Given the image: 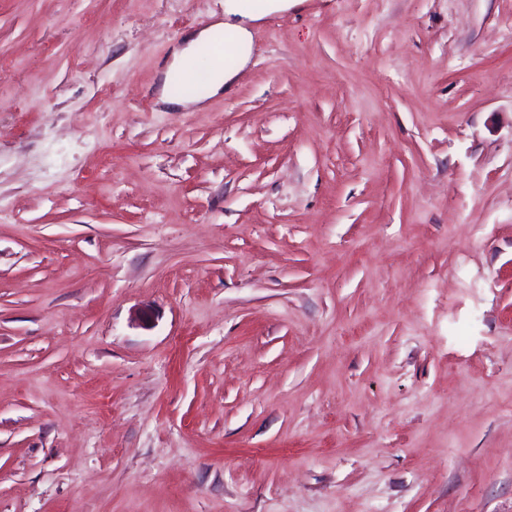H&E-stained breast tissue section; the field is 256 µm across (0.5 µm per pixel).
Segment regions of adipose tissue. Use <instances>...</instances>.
I'll use <instances>...</instances> for the list:
<instances>
[{
    "mask_svg": "<svg viewBox=\"0 0 512 512\" xmlns=\"http://www.w3.org/2000/svg\"><path fill=\"white\" fill-rule=\"evenodd\" d=\"M302 2L303 0H224L223 17L201 30L188 33L181 45L174 50L163 70L161 100L183 108L201 104V97L172 94L171 81L186 70L199 48L210 42L219 32L229 39L234 54L232 61L211 78L208 94L213 97L230 89L238 74L251 61L254 28L270 16L288 11Z\"/></svg>",
    "mask_w": 512,
    "mask_h": 512,
    "instance_id": "adipose-tissue-1",
    "label": "adipose tissue"
}]
</instances>
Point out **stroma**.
<instances>
[{"mask_svg":"<svg viewBox=\"0 0 512 512\" xmlns=\"http://www.w3.org/2000/svg\"><path fill=\"white\" fill-rule=\"evenodd\" d=\"M0 0V512H512V0ZM304 0H253L248 6L242 0H225L224 16L209 26L188 33L165 64L160 98L165 103L188 108L199 106L207 98L230 89L238 74L247 67L252 57L253 30L270 16L288 11ZM224 33L234 50L230 63L218 70L211 78L206 96H180L171 92V81L186 70L199 48L210 42L216 33Z\"/></svg>","mask_w":512,"mask_h":512,"instance_id":"obj_1","label":"stroma"}]
</instances>
